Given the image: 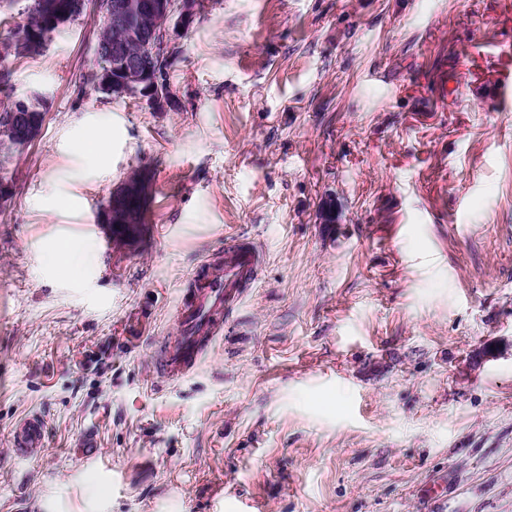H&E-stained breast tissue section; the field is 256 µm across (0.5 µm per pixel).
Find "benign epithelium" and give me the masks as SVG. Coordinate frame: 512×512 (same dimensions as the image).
Returning a JSON list of instances; mask_svg holds the SVG:
<instances>
[{"instance_id":"7a95c632","label":"benign epithelium","mask_w":512,"mask_h":512,"mask_svg":"<svg viewBox=\"0 0 512 512\" xmlns=\"http://www.w3.org/2000/svg\"><path fill=\"white\" fill-rule=\"evenodd\" d=\"M44 6L53 19L62 24L74 16L93 12L97 23L94 57L104 93L132 97L154 110L166 105L172 93L161 88L158 68L163 59L172 58L178 31L187 28L195 14L194 0H106L94 9L88 0H67L63 4L59 0H48ZM135 14H147L154 19L155 27L151 33L138 36L131 31L129 19ZM114 31L128 40L140 37L142 50L112 59ZM41 115L37 98L17 97L0 132L14 148L23 149L39 136ZM147 191L144 181L121 183L111 194L110 205L103 213V223L109 227L125 223L120 212L127 209L133 200L143 201Z\"/></svg>"}]
</instances>
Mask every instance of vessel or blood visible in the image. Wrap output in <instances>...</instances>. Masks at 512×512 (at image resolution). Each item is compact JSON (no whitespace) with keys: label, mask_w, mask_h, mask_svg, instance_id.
Listing matches in <instances>:
<instances>
[{"label":"vessel or blood","mask_w":512,"mask_h":512,"mask_svg":"<svg viewBox=\"0 0 512 512\" xmlns=\"http://www.w3.org/2000/svg\"><path fill=\"white\" fill-rule=\"evenodd\" d=\"M260 265L258 248L240 239L225 247L220 271L203 268L194 275L190 297L174 316L176 336L159 361L166 378H185L198 366L208 345L222 331L225 314L240 304ZM43 440L42 420L29 417L19 424L14 447L19 454L31 455Z\"/></svg>","instance_id":"vessel-or-blood-1"}]
</instances>
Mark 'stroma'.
Wrapping results in <instances>:
<instances>
[{
    "instance_id": "stroma-1",
    "label": "stroma",
    "mask_w": 512,
    "mask_h": 512,
    "mask_svg": "<svg viewBox=\"0 0 512 512\" xmlns=\"http://www.w3.org/2000/svg\"><path fill=\"white\" fill-rule=\"evenodd\" d=\"M95 32L0 85L45 112L0 205V512H512V0H208L165 112L81 88ZM136 170L118 250L100 214ZM234 238L263 263L167 381ZM261 259L253 242L235 240L224 247L219 272L204 264L194 275L190 297L174 316L176 336L159 360L160 372L166 378L180 380L198 366L208 345L222 331L224 314L242 301ZM44 440V425L41 419L29 417L23 420L15 431L14 447L21 455L36 453Z\"/></svg>"
}]
</instances>
